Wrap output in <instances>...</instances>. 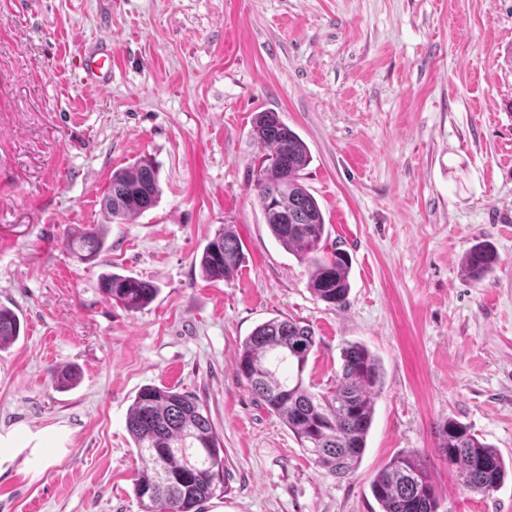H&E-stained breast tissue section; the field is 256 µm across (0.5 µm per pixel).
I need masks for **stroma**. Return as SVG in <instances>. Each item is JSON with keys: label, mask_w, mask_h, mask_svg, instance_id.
I'll return each instance as SVG.
<instances>
[{"label": "stroma", "mask_w": 512, "mask_h": 512, "mask_svg": "<svg viewBox=\"0 0 512 512\" xmlns=\"http://www.w3.org/2000/svg\"><path fill=\"white\" fill-rule=\"evenodd\" d=\"M112 55L87 89L83 56ZM306 143L301 180L330 249L351 259L336 307L272 238L252 187L257 113ZM162 195L108 222L114 170L140 158ZM102 225L92 262L66 247ZM239 237L231 281L197 260ZM485 241L481 281L463 270ZM154 283L125 310L107 273ZM20 318L0 350V512H142L126 430L147 385L194 394L224 443L226 488L200 512H379L374 475L416 450L439 512H512V478L468 491L436 451L460 420L512 458V0H0V305ZM310 326L303 375L329 392L341 349L364 344L382 388L358 468L317 467L245 381L241 342L273 317ZM70 365L61 389L53 369ZM498 262L494 249L488 244L477 243L468 252L465 266L468 275L479 281L490 274Z\"/></svg>", "instance_id": "1"}]
</instances>
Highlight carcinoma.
I'll return each mask as SVG.
<instances>
[{
  "label": "carcinoma",
  "mask_w": 512,
  "mask_h": 512,
  "mask_svg": "<svg viewBox=\"0 0 512 512\" xmlns=\"http://www.w3.org/2000/svg\"><path fill=\"white\" fill-rule=\"evenodd\" d=\"M275 112H259L253 130L267 150L253 191L274 240L309 268V287L321 301L339 306L349 294L350 260L336 249L321 253L325 235L323 212L301 183L310 162L309 150ZM162 189L153 162L144 157L112 172L102 200L109 220L142 214L158 203ZM81 261H93L105 246L101 228L92 224L66 241ZM498 262L494 249L475 244L466 256L468 275L479 281ZM243 263L236 234L224 230L203 248L199 265L210 281H229ZM99 288L107 297L135 312L158 294L152 282L108 273ZM19 316L0 307V350L19 337ZM317 347L314 331L294 320L271 318L258 325L241 344L238 376L256 397L288 426L314 464L343 478L357 468L367 444L375 395L381 385L380 367L362 344L350 342L341 351L336 386L317 396L303 383V372ZM126 429L138 456L146 463L135 484L142 512H198V505L224 486V447L197 400L169 387L146 386L130 405ZM436 451L448 461L462 487L489 494L512 473L499 450L479 438L467 424L446 420L437 427ZM372 496L380 512H437L439 497L417 451L394 456L373 477Z\"/></svg>",
  "instance_id": "obj_1"
}]
</instances>
